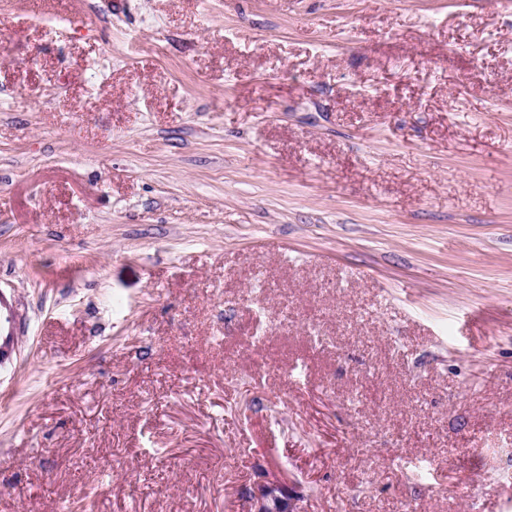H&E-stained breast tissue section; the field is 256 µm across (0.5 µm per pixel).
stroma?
Wrapping results in <instances>:
<instances>
[{"mask_svg":"<svg viewBox=\"0 0 512 512\" xmlns=\"http://www.w3.org/2000/svg\"><path fill=\"white\" fill-rule=\"evenodd\" d=\"M0 291V512H512V0H0ZM292 500L277 481L267 483L261 489L260 497L253 512H299Z\"/></svg>","mask_w":512,"mask_h":512,"instance_id":"1","label":"stroma"}]
</instances>
